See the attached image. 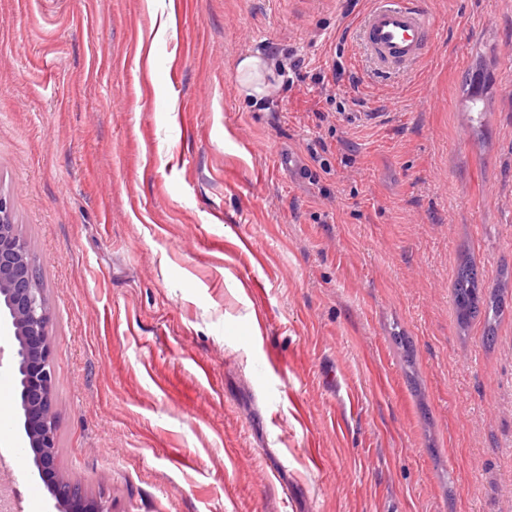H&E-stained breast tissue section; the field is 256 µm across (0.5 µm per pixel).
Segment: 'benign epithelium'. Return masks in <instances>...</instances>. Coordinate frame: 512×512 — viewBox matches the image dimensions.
<instances>
[{
  "label": "benign epithelium",
  "mask_w": 512,
  "mask_h": 512,
  "mask_svg": "<svg viewBox=\"0 0 512 512\" xmlns=\"http://www.w3.org/2000/svg\"><path fill=\"white\" fill-rule=\"evenodd\" d=\"M29 243L12 224L11 204L0 194V284H10L7 307L11 327H20L26 336V347L15 350L13 362L20 374L22 398L26 414V432L34 451V464L49 485L59 512H86L87 506L61 495L57 487L58 464L46 451L53 445L56 420L55 371L53 352L48 339L50 315L43 290L36 287L22 262Z\"/></svg>",
  "instance_id": "benign-epithelium-1"
}]
</instances>
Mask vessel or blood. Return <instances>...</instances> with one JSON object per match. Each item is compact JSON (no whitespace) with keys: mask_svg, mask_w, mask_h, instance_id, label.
Listing matches in <instances>:
<instances>
[{"mask_svg":"<svg viewBox=\"0 0 512 512\" xmlns=\"http://www.w3.org/2000/svg\"><path fill=\"white\" fill-rule=\"evenodd\" d=\"M433 39L427 0H370L361 40L379 70L400 71L421 61ZM13 382L0 374V433H7Z\"/></svg>","mask_w":512,"mask_h":512,"instance_id":"b4317fda","label":"vessel or blood"}]
</instances>
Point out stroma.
<instances>
[{
    "instance_id": "1",
    "label": "stroma",
    "mask_w": 512,
    "mask_h": 512,
    "mask_svg": "<svg viewBox=\"0 0 512 512\" xmlns=\"http://www.w3.org/2000/svg\"><path fill=\"white\" fill-rule=\"evenodd\" d=\"M430 2L380 75L369 0H0V193L106 512H512V0ZM41 483L0 470L14 512H57ZM237 75L240 93L251 99H260L268 94L271 84L268 76H273L270 64L263 58L248 56L239 61ZM452 288L459 322L466 325L484 313L488 328L483 336V343L486 347H492L496 342L492 321L499 313L500 307L495 300L491 299L488 302L483 298V287L476 267L470 260H463L458 265Z\"/></svg>"
}]
</instances>
